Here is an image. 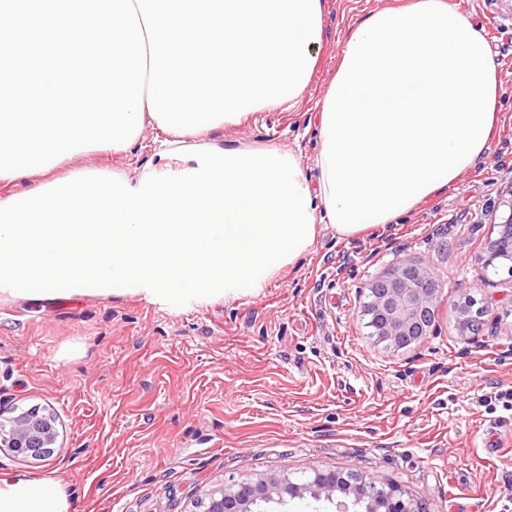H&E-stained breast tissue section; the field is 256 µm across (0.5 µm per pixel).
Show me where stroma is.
<instances>
[{
	"mask_svg": "<svg viewBox=\"0 0 512 512\" xmlns=\"http://www.w3.org/2000/svg\"><path fill=\"white\" fill-rule=\"evenodd\" d=\"M403 0H327L319 69L291 110L211 132L268 145L316 177L315 104L355 25ZM483 26L501 80L484 156L386 229L312 250L255 297L170 311L141 298H0V421L52 414L53 456L0 450V471L53 475L71 512H200L225 482L313 468L357 469L427 512H512V270L484 266L512 186V0H457ZM157 143L92 152L60 167L135 174ZM399 261L428 267L445 301L486 306L465 338L441 312L435 335L399 352L371 336L370 281Z\"/></svg>",
	"mask_w": 512,
	"mask_h": 512,
	"instance_id": "obj_1",
	"label": "stroma"
}]
</instances>
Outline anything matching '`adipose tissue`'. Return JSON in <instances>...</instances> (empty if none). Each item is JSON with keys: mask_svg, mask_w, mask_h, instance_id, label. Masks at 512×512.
Listing matches in <instances>:
<instances>
[{"mask_svg": "<svg viewBox=\"0 0 512 512\" xmlns=\"http://www.w3.org/2000/svg\"><path fill=\"white\" fill-rule=\"evenodd\" d=\"M143 128L159 163L85 167L0 196V286L13 298L122 297L178 311L258 295L316 241L353 238L447 189L499 117L498 64L455 0L370 12L317 104L316 180L300 154L208 138L290 110L317 71L325 0H133ZM0 512H70L59 483L0 472Z\"/></svg>", "mask_w": 512, "mask_h": 512, "instance_id": "obj_1", "label": "adipose tissue"}]
</instances>
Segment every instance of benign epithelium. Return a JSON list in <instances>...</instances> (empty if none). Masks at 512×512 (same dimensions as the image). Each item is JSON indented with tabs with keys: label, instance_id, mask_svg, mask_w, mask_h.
I'll return each instance as SVG.
<instances>
[{
	"label": "benign epithelium",
	"instance_id": "7a95c632",
	"mask_svg": "<svg viewBox=\"0 0 512 512\" xmlns=\"http://www.w3.org/2000/svg\"><path fill=\"white\" fill-rule=\"evenodd\" d=\"M500 205L508 214L497 224V235L489 238L483 257L487 266L509 264L512 274V189ZM430 270L411 262H399L385 275L368 284L371 301L366 312L377 322L376 335L396 350L419 345L435 334L441 305L439 289L430 287ZM461 335L472 332L474 316L463 302L453 304ZM57 431L45 417L18 416L12 429L0 431V447L25 458L43 461L54 454ZM353 495V503L366 504V512H426L422 503L403 498L394 487L381 492L360 471L312 470V475L296 482L283 473L256 479L245 478L213 489L208 494L206 512H253L258 502L284 505L288 500L310 495L319 501L334 502L336 493Z\"/></svg>",
	"mask_w": 512,
	"mask_h": 512
}]
</instances>
